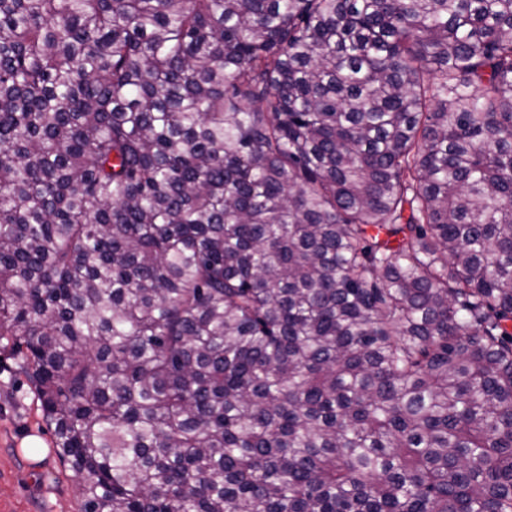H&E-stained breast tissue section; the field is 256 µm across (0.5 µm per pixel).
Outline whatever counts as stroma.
Wrapping results in <instances>:
<instances>
[{"mask_svg": "<svg viewBox=\"0 0 512 512\" xmlns=\"http://www.w3.org/2000/svg\"><path fill=\"white\" fill-rule=\"evenodd\" d=\"M31 438L44 445L36 460L23 450ZM52 442L18 359L0 356V512H81L77 483Z\"/></svg>", "mask_w": 512, "mask_h": 512, "instance_id": "stroma-1", "label": "stroma"}]
</instances>
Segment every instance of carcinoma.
<instances>
[{"mask_svg": "<svg viewBox=\"0 0 512 512\" xmlns=\"http://www.w3.org/2000/svg\"><path fill=\"white\" fill-rule=\"evenodd\" d=\"M512 0H0V351L82 512H512Z\"/></svg>", "mask_w": 512, "mask_h": 512, "instance_id": "1", "label": "carcinoma"}]
</instances>
